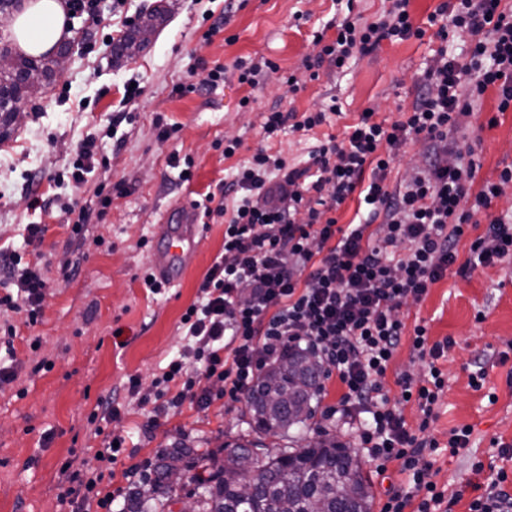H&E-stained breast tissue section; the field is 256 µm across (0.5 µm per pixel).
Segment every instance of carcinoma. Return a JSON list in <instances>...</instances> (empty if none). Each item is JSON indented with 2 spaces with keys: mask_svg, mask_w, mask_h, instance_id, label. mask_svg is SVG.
Listing matches in <instances>:
<instances>
[{
  "mask_svg": "<svg viewBox=\"0 0 512 512\" xmlns=\"http://www.w3.org/2000/svg\"><path fill=\"white\" fill-rule=\"evenodd\" d=\"M169 13L170 5L161 4L144 14L115 45V57L128 60L143 51ZM56 64V57L46 53L18 55L9 66L0 67L1 125L13 123L17 105L52 79ZM322 375V367L304 352L290 353L268 367L246 397L249 428L274 436L304 424L312 417L311 400ZM258 447L243 437L226 445L224 464L206 478L189 475L199 464L193 449H167L157 460L151 485L134 491L124 512H164L176 496L177 485L170 475L177 470L202 488L195 512H283L285 501L291 503L292 512H372L371 486L349 445L321 438L304 448H268L260 453ZM246 454L253 458L256 475L248 498L240 492L246 474L238 464Z\"/></svg>",
  "mask_w": 512,
  "mask_h": 512,
  "instance_id": "cac0c4a2",
  "label": "carcinoma"
}]
</instances>
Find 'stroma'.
<instances>
[{"mask_svg":"<svg viewBox=\"0 0 512 512\" xmlns=\"http://www.w3.org/2000/svg\"><path fill=\"white\" fill-rule=\"evenodd\" d=\"M169 21L151 44L131 60H116L112 46L128 33L156 0H101L99 23L69 22L71 58L43 93L25 101L26 117L16 121L0 141V253L19 251L24 261L43 266L47 288L37 323L25 314H9L14 381L0 385V512H58L62 491L60 469L70 460L92 457L102 445L87 423L101 400L122 399L109 432L126 439V450L104 479L102 491L128 485L126 471L155 460L160 449L177 441L201 453H220L223 444L246 435L244 406L214 400L205 410L184 404L179 411L154 415L152 406L127 399L129 377H138L143 391L184 344L180 319L196 301L199 286L224 251V221L209 220L194 264L177 286L155 295L143 285L150 268L149 244L160 238L161 219L170 205L205 202L232 181L238 164L256 149L304 165L327 136L344 138L360 112L373 109L377 119L398 120L420 90V79L436 51L447 47L460 54L464 37L441 42L434 29L423 38L382 41L365 56H355L345 69L321 66L307 70L305 58L317 52L315 33L325 41L336 37V24L346 9L374 21L385 0H172ZM222 23L210 34L214 23ZM275 62L279 70L252 87L237 80V63ZM226 69L223 84L207 90L200 84L213 63ZM183 92H175V85ZM137 86L141 94L125 101ZM249 107H241L243 98ZM336 102L341 115L329 124L303 132L285 127L264 139L261 125L272 107L303 113ZM495 90H488L481 109L470 119L472 143L480 169L476 186L495 183L502 169L512 167V112L498 109ZM125 113L118 127L113 114ZM172 128L168 140L159 126ZM97 139L105 160L86 176L82 187L56 185L53 175L70 167L86 135ZM241 147L225 157L224 142ZM192 162L190 181H182L171 157ZM114 194L103 219L74 234L62 207L95 202L98 187ZM48 206L34 210L30 194ZM45 225L42 241L25 244L24 228ZM407 328L423 325L429 342L454 341L438 362L447 386L437 406L438 418L428 431L438 448L427 460L438 488L458 495L453 512H469L477 489L506 472L505 490L512 493V458L499 454L512 446V263L479 267L462 275L449 269L419 303L401 310ZM484 370L482 388L471 376ZM427 367L403 340L383 379L391 402L401 398L398 380L423 384ZM324 388L312 401L314 414L302 427L280 438V445L298 447L328 434L357 446L358 434L345 426L320 432L324 407L336 405L342 386L328 371ZM156 417L151 432L142 426ZM470 427V443L458 455L447 449L451 432Z\"/></svg>","mask_w":512,"mask_h":512,"instance_id":"1","label":"stroma"}]
</instances>
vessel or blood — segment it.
Returning a JSON list of instances; mask_svg holds the SVG:
<instances>
[{"instance_id": "1", "label": "vessel or blood", "mask_w": 512, "mask_h": 512, "mask_svg": "<svg viewBox=\"0 0 512 512\" xmlns=\"http://www.w3.org/2000/svg\"><path fill=\"white\" fill-rule=\"evenodd\" d=\"M167 219V233L152 249L151 269L158 280L172 286L194 261L204 227L196 209L187 203L171 207Z\"/></svg>"}]
</instances>
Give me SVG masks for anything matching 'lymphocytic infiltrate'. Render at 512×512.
Here are the masks:
<instances>
[{
	"instance_id": "obj_1",
	"label": "lymphocytic infiltrate",
	"mask_w": 512,
	"mask_h": 512,
	"mask_svg": "<svg viewBox=\"0 0 512 512\" xmlns=\"http://www.w3.org/2000/svg\"><path fill=\"white\" fill-rule=\"evenodd\" d=\"M409 0L391 5L372 22L344 15L336 38L324 42L315 35V57L306 68L330 63L344 69L354 55H367L383 40L423 38L434 27L440 39L467 33L466 54L439 49L424 77V89L403 119L379 121L365 110L343 141L327 137L312 152L304 168L266 150H257L221 188L236 196L233 208L205 207L208 218L224 220V252L207 271L198 299L183 314L187 343L155 380V390L142 392L138 378L125 391L139 405L153 404L155 413L179 410L190 402L207 409L214 395L241 402L254 387L263 367L288 353L304 351L334 368L344 391L322 417H343L358 425L359 445L377 470L396 461L410 476L409 489L394 490L382 512H453V502L438 490L429 467L419 466L436 443L426 435L436 420L435 405L446 382L437 362L454 344L452 338L429 343L427 329L415 326L412 349L428 366L424 385L402 378L400 403H392L381 383L399 349L406 325L400 316L408 301H421L429 288L457 264V245L475 213L488 208L503 184L512 183V167L498 182L475 188L474 148L465 131L475 107L488 88H496L498 109H512V5L504 0H443L414 26ZM336 104L302 113L299 121L271 108L264 117L265 138H273L286 123L309 131L339 114ZM410 141L428 148L425 165L396 187L387 183L398 151ZM454 153L453 165L443 164ZM358 195L359 222L338 225L332 212L351 195ZM382 233H374L372 225ZM463 271L512 261V214L494 218L470 246ZM8 280L16 294L0 297V307L26 312L29 322L41 313L46 280L39 265L8 259ZM221 383L220 392L206 380ZM415 402L417 428L405 420L402 404ZM115 399L100 402L90 418L102 448L78 465L64 464L66 488L61 502L107 512L111 495L100 494L105 469L122 453L104 426L119 414Z\"/></svg>"
}]
</instances>
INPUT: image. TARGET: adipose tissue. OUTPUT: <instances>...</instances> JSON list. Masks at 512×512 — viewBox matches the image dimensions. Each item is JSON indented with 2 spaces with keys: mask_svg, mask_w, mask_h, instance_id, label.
<instances>
[{
  "mask_svg": "<svg viewBox=\"0 0 512 512\" xmlns=\"http://www.w3.org/2000/svg\"><path fill=\"white\" fill-rule=\"evenodd\" d=\"M66 26L61 0H32L28 9L16 17L11 31L24 52L38 55L56 46Z\"/></svg>",
  "mask_w": 512,
  "mask_h": 512,
  "instance_id": "1",
  "label": "adipose tissue"
}]
</instances>
